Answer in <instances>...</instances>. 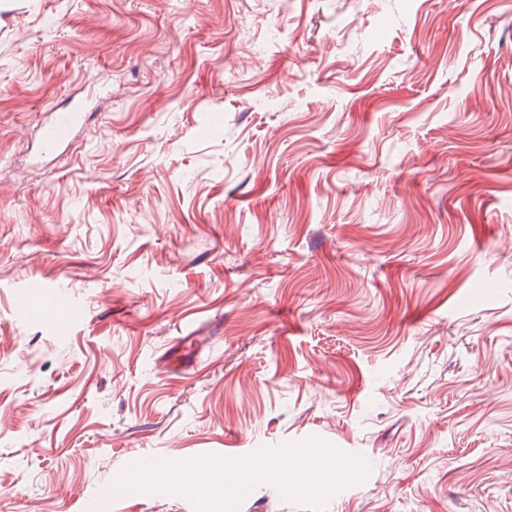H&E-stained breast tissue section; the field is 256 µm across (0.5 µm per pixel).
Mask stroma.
Masks as SVG:
<instances>
[{
	"mask_svg": "<svg viewBox=\"0 0 512 512\" xmlns=\"http://www.w3.org/2000/svg\"><path fill=\"white\" fill-rule=\"evenodd\" d=\"M312 437L512 512V0H0V512ZM79 119L77 112H63L44 129L42 139L46 147L54 148L68 142L73 134L76 122Z\"/></svg>",
	"mask_w": 512,
	"mask_h": 512,
	"instance_id": "1",
	"label": "stroma"
}]
</instances>
